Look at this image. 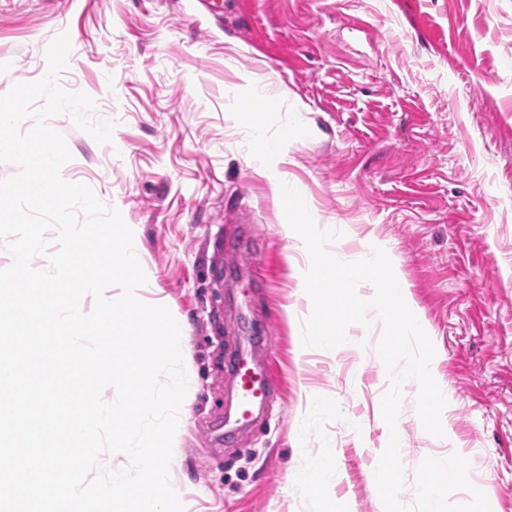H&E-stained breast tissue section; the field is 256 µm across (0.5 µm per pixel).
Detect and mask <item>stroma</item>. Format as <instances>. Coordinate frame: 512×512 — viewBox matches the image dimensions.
<instances>
[{"mask_svg": "<svg viewBox=\"0 0 512 512\" xmlns=\"http://www.w3.org/2000/svg\"><path fill=\"white\" fill-rule=\"evenodd\" d=\"M68 33V91L116 121L97 143L65 115V181L140 241L138 298L182 321L188 391L169 466L184 512H384L381 321L306 348L304 257L287 261L286 177L348 261L382 245L435 348L444 437L403 386L400 460L460 454L491 512H512V0H0V95L41 79ZM277 106L250 123L253 86ZM283 143L267 175L257 137ZM245 244L244 261L225 264ZM271 337L278 399L244 447L215 429L231 401L240 316ZM332 454L328 482H303Z\"/></svg>", "mask_w": 512, "mask_h": 512, "instance_id": "obj_1", "label": "stroma"}]
</instances>
